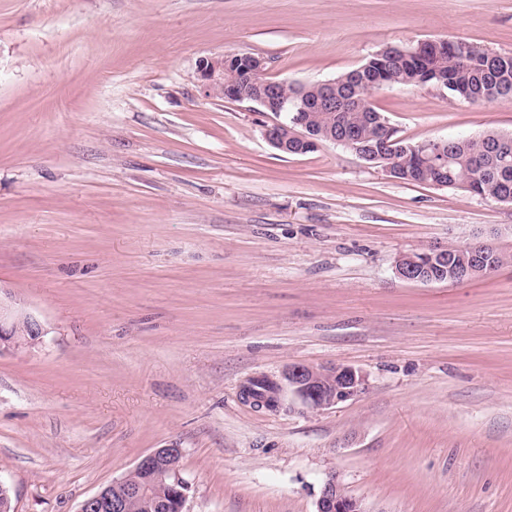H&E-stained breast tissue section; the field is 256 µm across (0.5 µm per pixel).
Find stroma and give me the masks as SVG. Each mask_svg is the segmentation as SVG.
Here are the masks:
<instances>
[{"label":"stroma","instance_id":"obj_1","mask_svg":"<svg viewBox=\"0 0 512 512\" xmlns=\"http://www.w3.org/2000/svg\"><path fill=\"white\" fill-rule=\"evenodd\" d=\"M512 53V0H0V300L42 346L0 354V477L15 512H77L157 448L185 512H315L337 475L365 512H512V264L409 283L398 255L486 241L512 204L391 177L277 117L203 97L202 57L336 78L387 46ZM400 137L512 132V100L377 92ZM293 364L359 396H241ZM268 379L275 387L276 400L267 409L279 408L285 394L302 406L315 410L329 409L356 397L365 389L362 373L348 365H293L285 368L280 376Z\"/></svg>","mask_w":512,"mask_h":512}]
</instances>
